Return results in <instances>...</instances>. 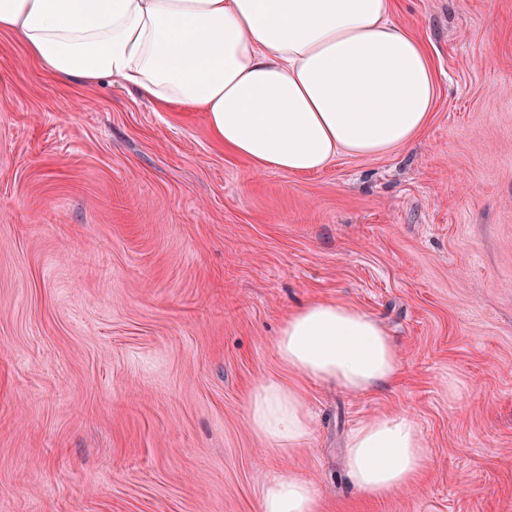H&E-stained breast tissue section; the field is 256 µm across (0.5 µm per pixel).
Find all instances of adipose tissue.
I'll use <instances>...</instances> for the list:
<instances>
[{"instance_id": "adipose-tissue-1", "label": "adipose tissue", "mask_w": 512, "mask_h": 512, "mask_svg": "<svg viewBox=\"0 0 512 512\" xmlns=\"http://www.w3.org/2000/svg\"><path fill=\"white\" fill-rule=\"evenodd\" d=\"M393 0H0V30L62 80L103 79L157 106L205 113L234 154L288 173L338 154L378 155L411 144L428 121L436 78L425 48L392 18ZM280 364L354 393L395 383L398 349L379 322L341 302L313 301L284 320ZM254 434L276 451L300 447L315 421L294 386L257 385ZM430 464L421 430L400 413L350 431L347 473L367 498L417 485ZM260 512H321L298 474L272 471Z\"/></svg>"}]
</instances>
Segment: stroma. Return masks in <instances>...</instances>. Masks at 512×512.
<instances>
[{
    "instance_id": "stroma-1",
    "label": "stroma",
    "mask_w": 512,
    "mask_h": 512,
    "mask_svg": "<svg viewBox=\"0 0 512 512\" xmlns=\"http://www.w3.org/2000/svg\"><path fill=\"white\" fill-rule=\"evenodd\" d=\"M393 19L436 72L427 127L308 174L225 151L205 113L61 81L0 32V512H260L272 470L324 512H512V0ZM312 299L377 319L399 380L286 371L282 319ZM269 377L315 418L285 455L247 422ZM393 412L429 470L369 499L345 438Z\"/></svg>"
}]
</instances>
